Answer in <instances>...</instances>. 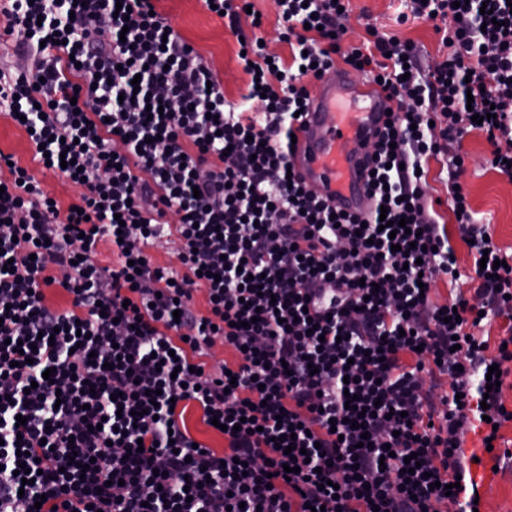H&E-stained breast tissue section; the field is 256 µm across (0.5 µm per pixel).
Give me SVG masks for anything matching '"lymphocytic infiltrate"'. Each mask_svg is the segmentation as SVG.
<instances>
[{
  "mask_svg": "<svg viewBox=\"0 0 512 512\" xmlns=\"http://www.w3.org/2000/svg\"><path fill=\"white\" fill-rule=\"evenodd\" d=\"M275 4L291 57L241 42L253 81L238 107L154 0L0 9L34 55L32 71H0V106L23 116L35 160L82 189L60 210L0 153V512H467L445 489L466 436L493 440L512 421L486 380L492 365L512 375V336L489 349L482 334L512 318V264L478 270L473 297L432 301L458 264L426 170L478 129L512 177V6L412 0L415 18L448 25V56L424 70L409 41L344 45L346 0ZM340 60L396 103L371 146L364 219L289 171L303 79ZM463 167L449 155L457 231L475 259L502 258ZM165 237L179 269L144 252ZM103 239L115 265L93 258ZM55 284L69 308L46 304ZM200 288L203 315L190 306ZM218 338L235 360L213 373ZM444 375L449 391L425 388ZM189 401L225 424L223 451L195 449Z\"/></svg>",
  "mask_w": 512,
  "mask_h": 512,
  "instance_id": "lymphocytic-infiltrate-1",
  "label": "lymphocytic infiltrate"
}]
</instances>
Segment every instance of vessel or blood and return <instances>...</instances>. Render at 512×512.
I'll use <instances>...</instances> for the list:
<instances>
[{"instance_id":"1","label":"vessel or blood","mask_w":512,"mask_h":512,"mask_svg":"<svg viewBox=\"0 0 512 512\" xmlns=\"http://www.w3.org/2000/svg\"><path fill=\"white\" fill-rule=\"evenodd\" d=\"M394 108L382 86L354 81L350 71L313 80L306 112L294 130L291 155L306 189L336 210L365 216V145Z\"/></svg>"}]
</instances>
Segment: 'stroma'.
<instances>
[{
    "label": "stroma",
    "instance_id": "35a3bbf8",
    "mask_svg": "<svg viewBox=\"0 0 512 512\" xmlns=\"http://www.w3.org/2000/svg\"><path fill=\"white\" fill-rule=\"evenodd\" d=\"M410 0H349L346 38L361 44L369 37V27L415 43L420 61L435 64L449 54L448 45L432 22L413 18ZM159 10L167 16L181 37L190 43L216 76L227 102L239 103L250 81L238 58V31H249V18H241L238 29H231L209 13L201 0H160ZM465 157V172L460 181L465 186L471 207L491 222L495 243L512 255V178L500 174L492 165L493 148L477 130L467 133L459 147ZM0 152L12 155L28 169L43 190L60 206L75 202L80 190L65 176L45 170L33 158L25 131L7 112L0 109Z\"/></svg>",
    "mask_w": 512,
    "mask_h": 512
}]
</instances>
